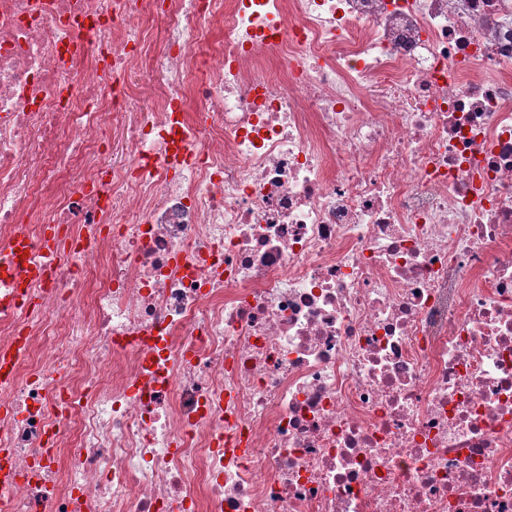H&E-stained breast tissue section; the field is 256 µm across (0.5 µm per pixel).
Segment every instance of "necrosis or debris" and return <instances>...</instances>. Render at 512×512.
I'll return each instance as SVG.
<instances>
[{
    "label": "necrosis or debris",
    "instance_id": "4bbe7bcc",
    "mask_svg": "<svg viewBox=\"0 0 512 512\" xmlns=\"http://www.w3.org/2000/svg\"><path fill=\"white\" fill-rule=\"evenodd\" d=\"M4 297L0 512H512V0H0Z\"/></svg>",
    "mask_w": 512,
    "mask_h": 512
}]
</instances>
